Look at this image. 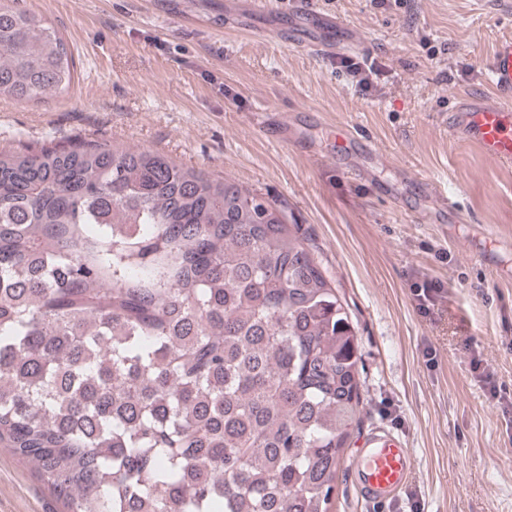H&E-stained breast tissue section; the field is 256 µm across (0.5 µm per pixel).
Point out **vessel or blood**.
I'll use <instances>...</instances> for the list:
<instances>
[{"label": "vessel or blood", "mask_w": 512, "mask_h": 512, "mask_svg": "<svg viewBox=\"0 0 512 512\" xmlns=\"http://www.w3.org/2000/svg\"><path fill=\"white\" fill-rule=\"evenodd\" d=\"M300 23L315 36L309 51L326 55L348 47L351 39L334 16L311 10L307 0H294ZM490 82L498 101L479 94H462L448 113V137L476 145L501 167H512V36L499 40L492 51ZM414 458L405 442L391 433L367 436L350 466L354 485L363 499L378 503L392 500L406 488Z\"/></svg>", "instance_id": "1"}]
</instances>
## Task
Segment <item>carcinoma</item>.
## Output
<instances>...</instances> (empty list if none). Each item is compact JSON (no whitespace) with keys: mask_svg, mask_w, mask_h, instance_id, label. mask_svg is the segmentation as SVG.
<instances>
[{"mask_svg":"<svg viewBox=\"0 0 512 512\" xmlns=\"http://www.w3.org/2000/svg\"><path fill=\"white\" fill-rule=\"evenodd\" d=\"M0 0V98L65 92ZM359 328L281 204L152 150H0V447L64 512H331Z\"/></svg>","mask_w":512,"mask_h":512,"instance_id":"1","label":"carcinoma"}]
</instances>
